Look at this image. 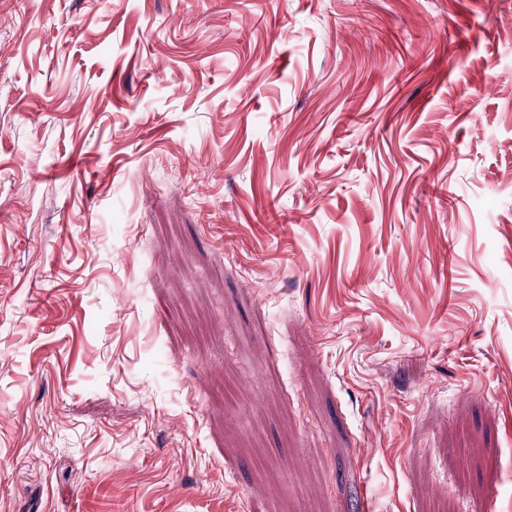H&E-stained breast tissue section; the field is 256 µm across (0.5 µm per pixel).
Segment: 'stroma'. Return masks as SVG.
<instances>
[{"mask_svg": "<svg viewBox=\"0 0 512 512\" xmlns=\"http://www.w3.org/2000/svg\"><path fill=\"white\" fill-rule=\"evenodd\" d=\"M0 512H512V0H0Z\"/></svg>", "mask_w": 512, "mask_h": 512, "instance_id": "obj_1", "label": "stroma"}]
</instances>
